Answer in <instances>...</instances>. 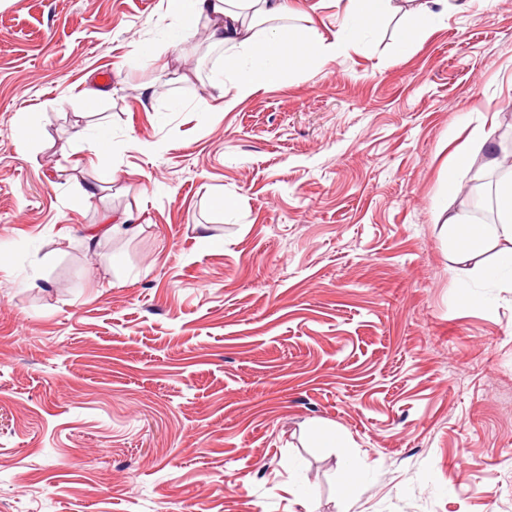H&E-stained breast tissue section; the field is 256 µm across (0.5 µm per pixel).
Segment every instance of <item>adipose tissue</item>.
<instances>
[{"label": "adipose tissue", "mask_w": 512, "mask_h": 512, "mask_svg": "<svg viewBox=\"0 0 512 512\" xmlns=\"http://www.w3.org/2000/svg\"><path fill=\"white\" fill-rule=\"evenodd\" d=\"M429 2V8L398 31L399 51L422 39L434 17L447 16L456 8L454 0ZM395 9L394 0H346L342 23L327 34L309 24H294L288 0H166V13L173 21L172 47L199 35L223 47L224 71L232 80L223 94L228 110L259 90L281 84L287 72L334 56L352 28L380 27ZM495 209L493 224L474 223L463 212L444 219L461 260L480 256L490 242L500 243L496 263L483 270L484 277L494 281L512 274V171L497 186Z\"/></svg>", "instance_id": "ef3b65f1"}]
</instances>
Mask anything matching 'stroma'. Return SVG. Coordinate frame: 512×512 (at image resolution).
Masks as SVG:
<instances>
[{
    "mask_svg": "<svg viewBox=\"0 0 512 512\" xmlns=\"http://www.w3.org/2000/svg\"><path fill=\"white\" fill-rule=\"evenodd\" d=\"M396 4L227 112L223 49L136 64L164 0H0V512H512V288L435 219L503 176L447 183L512 137V0L404 54ZM133 221V215L131 213H125L119 218V222L116 224H107L109 226H104L100 228H92L88 235L89 244H91L95 239H98L101 236L106 235H114L117 232L120 233H134L137 230V227L140 224H126L127 222Z\"/></svg>",
    "mask_w": 512,
    "mask_h": 512,
    "instance_id": "obj_1",
    "label": "stroma"
}]
</instances>
